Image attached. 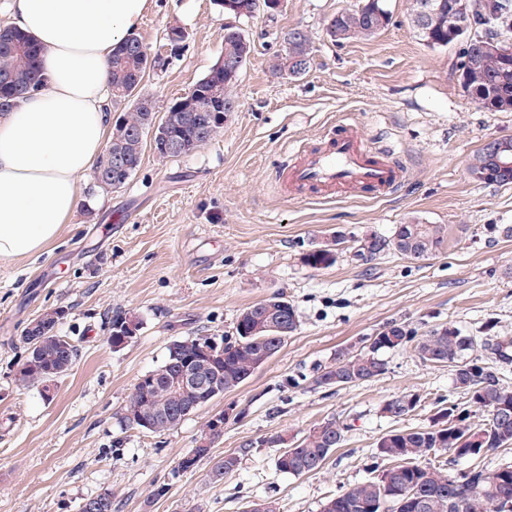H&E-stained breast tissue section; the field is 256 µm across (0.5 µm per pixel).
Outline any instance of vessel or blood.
<instances>
[{
  "instance_id": "obj_1",
  "label": "vessel or blood",
  "mask_w": 512,
  "mask_h": 512,
  "mask_svg": "<svg viewBox=\"0 0 512 512\" xmlns=\"http://www.w3.org/2000/svg\"><path fill=\"white\" fill-rule=\"evenodd\" d=\"M276 178L287 195L326 200L350 191L380 197L398 190L406 169L390 152L368 149L357 124L342 122L333 127L323 146L299 148L279 167Z\"/></svg>"
}]
</instances>
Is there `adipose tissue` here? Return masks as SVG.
I'll list each match as a JSON object with an SVG mask.
<instances>
[{"label": "adipose tissue", "instance_id": "adipose-tissue-1", "mask_svg": "<svg viewBox=\"0 0 512 512\" xmlns=\"http://www.w3.org/2000/svg\"><path fill=\"white\" fill-rule=\"evenodd\" d=\"M148 0H10L13 26L43 50L48 77L0 115V261L30 256L60 234L78 182L107 144L108 63Z\"/></svg>", "mask_w": 512, "mask_h": 512}]
</instances>
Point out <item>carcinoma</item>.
Returning a JSON list of instances; mask_svg holds the SVG:
<instances>
[{
	"instance_id": "obj_1",
	"label": "carcinoma",
	"mask_w": 512,
	"mask_h": 512,
	"mask_svg": "<svg viewBox=\"0 0 512 512\" xmlns=\"http://www.w3.org/2000/svg\"><path fill=\"white\" fill-rule=\"evenodd\" d=\"M421 0H410L409 19L419 38L428 46H447L460 42L454 35L456 6L460 0H434L438 20L424 29L415 22ZM392 23L385 0H360L357 7L333 16L327 24L330 41L341 45L352 40L372 37ZM512 31V0H493L492 9L480 16L476 32L493 40ZM224 56L246 64L251 56L250 40L240 28L224 25ZM300 53L304 68L271 63L274 75L299 76L311 65L312 50L308 36H303ZM455 73L464 94L480 107L500 112L512 111V54L481 51L475 44H462ZM149 63L148 48L142 40L128 35L112 53V104L129 108L115 123L112 136L94 169L96 183L104 188H123L138 168L145 144L162 158L193 153L224 128V98L233 96L237 76L227 77L210 70L199 79L189 95L171 104L161 120H156L155 103L139 94ZM41 48L32 39L11 26L0 25V113L15 109L31 93L44 86ZM123 162L121 170L112 168ZM473 176L488 184H512V173L499 174L483 147L471 166ZM447 240L443 224H421L415 220L397 225L392 238L377 235L367 238L357 256L369 261L392 248L403 256L425 259L435 255ZM340 240L314 248L304 262L315 268L333 265L338 257ZM267 300L243 308L236 317L235 338L225 343L224 362L215 373L218 395L244 384L258 368L272 357L270 351L283 347L299 325L297 316L266 315ZM63 315L57 309L42 313L37 322L27 323L21 336L27 351L18 382L23 386H40L67 372L78 356V349L59 334L57 326ZM208 340L201 336L175 340L167 347L161 365L149 371L150 382L137 386L132 399L139 412L149 417L154 432L175 429L181 421L172 417L183 405L197 401L193 391L172 388L169 365L172 349H180L185 358L197 356L198 345ZM424 363L444 364L451 371L455 389L465 395L461 404L452 403L439 409L432 425L426 428L392 430L378 444V454L390 461L379 474L328 499L321 512H499L501 499L512 501V466L487 471L480 466L457 473H444L430 457L448 454L455 460H469L488 451L512 445V389L503 383L498 370L489 365L494 359L512 362V339L495 335L494 324L486 325L483 335L465 334L452 324H441L417 334L400 324H392L356 348L336 350L334 362L314 369L313 383L318 387H351L374 380L386 373L385 354L405 346ZM420 403L416 394H401L384 401V417L399 421ZM348 426L328 421L315 426L292 448L284 447L276 458L279 472L300 476L324 467L328 457L345 440ZM194 456L178 461L177 470H194L210 457L211 447L192 449ZM240 458L226 455L212 471L213 477L237 469ZM405 487L408 496L395 499L388 492Z\"/></svg>"
}]
</instances>
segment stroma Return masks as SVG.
I'll list each match as a JSON object with an SVG mask.
<instances>
[{
  "label": "stroma",
  "instance_id": "stroma-1",
  "mask_svg": "<svg viewBox=\"0 0 512 512\" xmlns=\"http://www.w3.org/2000/svg\"><path fill=\"white\" fill-rule=\"evenodd\" d=\"M357 2L283 0L274 16L237 20L253 52L233 88L239 110L223 130L188 156L145 148L122 189L86 176L58 238L39 255L0 264V512H78L83 499L105 491L114 512H245L263 499L279 512H321L329 497L385 468L376 446L390 430L429 426L438 409L464 396L447 367L421 362L408 346L387 354L384 375L343 389L313 385L315 367L393 323L420 333L451 323L476 334L491 322L512 338V184L471 173L486 141L512 137V112L465 96L454 73L458 45H424L407 0H387L393 23L375 37L330 42L328 21ZM226 21L215 0H149L135 29L149 50L169 28L186 34L141 84L157 113L220 62ZM296 27L313 46L310 69L272 76L281 35ZM345 113L377 147L392 148L406 181L380 198L284 196L275 183L284 151L321 145ZM415 218L447 226L435 256L355 257L361 239L391 237ZM338 235L334 265L305 264V253ZM276 293L294 306L299 326L246 384L174 430L120 427L139 378L161 364L172 341L232 334L241 309ZM56 308L65 312L59 332L78 357L47 398L16 377L23 328ZM118 313L138 326L120 350L108 341ZM407 391L421 399L416 410L397 422L384 417L383 402ZM230 405L236 415L210 458L177 472L211 417ZM329 420L349 430L321 470L277 471L269 438L297 443ZM229 454L239 456L237 469L214 479L215 461Z\"/></svg>",
  "mask_w": 512,
  "mask_h": 512
}]
</instances>
